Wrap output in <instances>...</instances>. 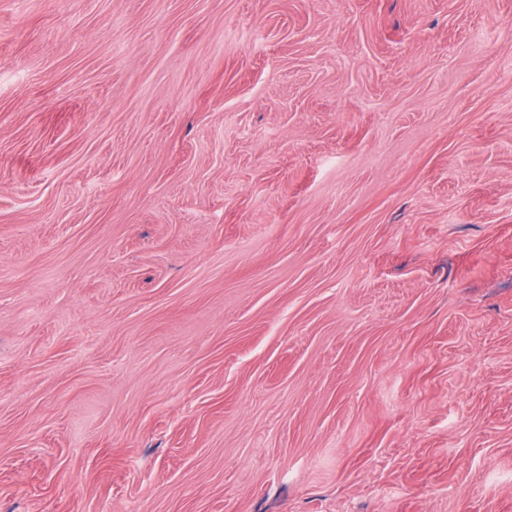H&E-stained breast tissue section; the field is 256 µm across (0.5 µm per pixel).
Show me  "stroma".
Instances as JSON below:
<instances>
[{
    "label": "stroma",
    "instance_id": "1",
    "mask_svg": "<svg viewBox=\"0 0 512 512\" xmlns=\"http://www.w3.org/2000/svg\"><path fill=\"white\" fill-rule=\"evenodd\" d=\"M0 512H512V0H0Z\"/></svg>",
    "mask_w": 512,
    "mask_h": 512
}]
</instances>
